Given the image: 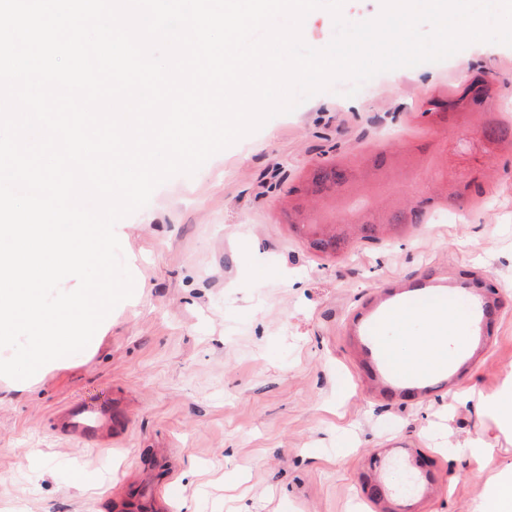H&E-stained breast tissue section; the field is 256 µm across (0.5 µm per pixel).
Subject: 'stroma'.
Masks as SVG:
<instances>
[{
	"label": "stroma",
	"mask_w": 512,
	"mask_h": 512,
	"mask_svg": "<svg viewBox=\"0 0 512 512\" xmlns=\"http://www.w3.org/2000/svg\"><path fill=\"white\" fill-rule=\"evenodd\" d=\"M485 72L512 117V46L478 43L437 63L378 74L354 97L341 80L178 175L115 231L138 287L102 344L16 388L0 380V512H114L151 493L155 512H474L486 476L512 468V433L464 397L498 395L512 374V150L485 167L460 215L308 249L288 193L317 165L423 152L430 182L472 164L453 146L481 125L421 117L423 96ZM431 75L428 83L417 74ZM498 290L476 316L482 281ZM444 289L476 349L427 390L393 388L364 350L363 324L392 293ZM74 403L119 415L111 447L52 429ZM498 447L485 477L452 447ZM380 485L381 499L369 495Z\"/></svg>",
	"instance_id": "obj_1"
}]
</instances>
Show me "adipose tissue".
Here are the masks:
<instances>
[{
	"label": "adipose tissue",
	"mask_w": 512,
	"mask_h": 512,
	"mask_svg": "<svg viewBox=\"0 0 512 512\" xmlns=\"http://www.w3.org/2000/svg\"><path fill=\"white\" fill-rule=\"evenodd\" d=\"M474 337L458 335L448 309L437 307L430 313L427 331L422 336H406L393 351L406 366L429 370L455 364L456 350H472Z\"/></svg>",
	"instance_id": "obj_1"
}]
</instances>
